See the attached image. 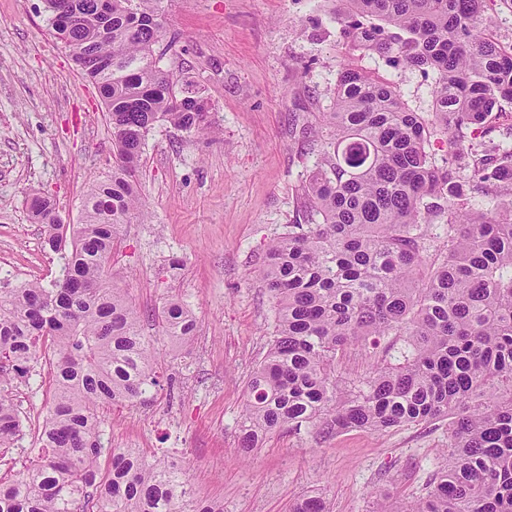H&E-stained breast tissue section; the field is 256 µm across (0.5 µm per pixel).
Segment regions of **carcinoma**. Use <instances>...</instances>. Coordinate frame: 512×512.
I'll return each mask as SVG.
<instances>
[{"mask_svg":"<svg viewBox=\"0 0 512 512\" xmlns=\"http://www.w3.org/2000/svg\"><path fill=\"white\" fill-rule=\"evenodd\" d=\"M345 46L431 79L432 113L411 110L394 83L337 61L304 188L302 223L267 246L259 276L276 300L269 349L247 382L240 452L288 427L390 431L447 419L449 464L403 512H512V144L473 157L472 177L439 168L432 129L463 151L512 100V43L490 31L488 0H336ZM48 21L92 83L112 128V168L93 177L79 221L34 194L32 223L61 276L0 289V454L24 437L15 390L52 350L54 389L38 453L0 478V512H185L179 465L103 443V410L143 404L161 386L140 316L107 274L123 225L148 218L140 183L146 140L168 124L213 133L198 82L178 79L155 52L161 0H44ZM495 202H472L470 180ZM428 211L448 224L428 256ZM163 334L192 354L195 319L180 301L158 315ZM403 336L359 386L336 377L347 344L377 349ZM109 456L107 468L100 458ZM289 512H325L309 496Z\"/></svg>","mask_w":512,"mask_h":512,"instance_id":"1","label":"carcinoma"}]
</instances>
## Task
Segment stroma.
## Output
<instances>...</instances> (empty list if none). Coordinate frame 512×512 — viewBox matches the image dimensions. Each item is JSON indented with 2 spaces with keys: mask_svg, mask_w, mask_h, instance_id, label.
Masks as SVG:
<instances>
[{
  "mask_svg": "<svg viewBox=\"0 0 512 512\" xmlns=\"http://www.w3.org/2000/svg\"><path fill=\"white\" fill-rule=\"evenodd\" d=\"M161 8V64L205 86L219 132L196 138L159 126L148 137L141 182L150 216L126 226L111 273L174 387L142 405L106 408L103 442L175 458L196 499L223 502L224 512H288L309 494L328 512H370L379 493L402 512L448 463L447 421L384 433L284 430L246 459L238 425L276 312L258 270L267 243L303 209L316 156L301 154L299 133L329 108L338 59L397 84L422 114L431 110L430 81L343 48L334 0H162ZM111 161L98 93L51 33L41 0H0V269L10 272L0 288L47 285L61 272L27 220V193L56 196L77 220L91 174ZM173 295L197 319L188 358L157 324ZM50 390L43 365L32 384L19 385L32 432L0 462V475L25 462Z\"/></svg>",
  "mask_w": 512,
  "mask_h": 512,
  "instance_id": "stroma-1",
  "label": "stroma"
}]
</instances>
